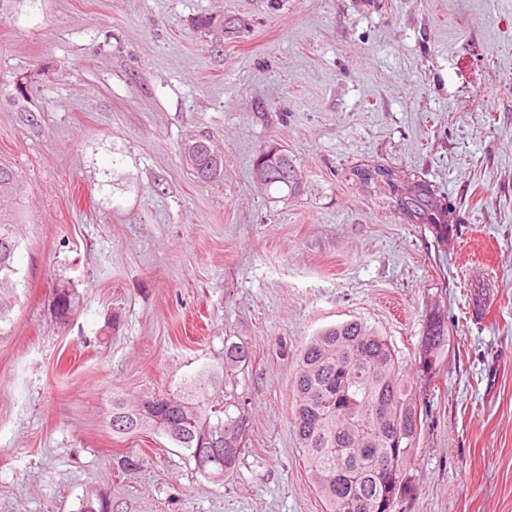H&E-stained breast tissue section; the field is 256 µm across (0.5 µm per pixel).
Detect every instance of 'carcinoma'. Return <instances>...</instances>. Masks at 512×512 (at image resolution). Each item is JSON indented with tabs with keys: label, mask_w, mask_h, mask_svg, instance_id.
Returning a JSON list of instances; mask_svg holds the SVG:
<instances>
[{
	"label": "carcinoma",
	"mask_w": 512,
	"mask_h": 512,
	"mask_svg": "<svg viewBox=\"0 0 512 512\" xmlns=\"http://www.w3.org/2000/svg\"><path fill=\"white\" fill-rule=\"evenodd\" d=\"M256 159L272 169L260 182L262 189L298 190L301 175L287 150L270 158L265 149ZM353 176L377 188L407 223L428 224L439 239L448 236V202L421 175L363 164ZM20 191L17 174L0 167V200ZM16 227L15 214L0 208V323L15 302ZM446 341L444 322L431 316L422 349L424 371H432L434 354ZM248 355L239 344L226 346L223 372L203 370L177 389L149 397L141 411L135 410V401L112 398V418L130 423L112 431L154 430L194 461L206 440L212 458L196 468L213 482L224 481L244 448L247 419L230 413L216 391L224 373L246 363ZM293 389V428L325 512H396L406 490L405 469L416 450L420 413L387 339L360 320L323 329L301 351ZM80 512H111V504L92 492L82 499Z\"/></svg>",
	"instance_id": "cac0c4a2"
}]
</instances>
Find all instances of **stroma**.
Listing matches in <instances>:
<instances>
[{
	"label": "stroma",
	"mask_w": 512,
	"mask_h": 512,
	"mask_svg": "<svg viewBox=\"0 0 512 512\" xmlns=\"http://www.w3.org/2000/svg\"><path fill=\"white\" fill-rule=\"evenodd\" d=\"M197 138L221 180L188 171ZM272 144L299 193L254 183ZM363 163L425 177L456 231L403 223ZM0 167L22 185L0 512H78L90 489L112 512H324L292 382L351 319L387 337L420 411L397 512H512V0H0ZM232 343L250 359L218 394L248 427L223 484L112 432L113 396L175 389ZM447 328L439 316L432 315L427 321L423 344V371L432 372L435 352L447 341Z\"/></svg>",
	"instance_id": "35a3bbf8"
}]
</instances>
